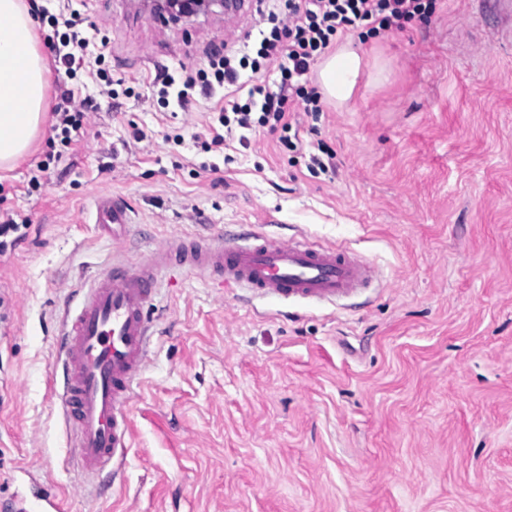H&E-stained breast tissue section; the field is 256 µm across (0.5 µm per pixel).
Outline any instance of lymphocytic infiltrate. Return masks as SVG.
Wrapping results in <instances>:
<instances>
[{
	"label": "lymphocytic infiltrate",
	"mask_w": 512,
	"mask_h": 512,
	"mask_svg": "<svg viewBox=\"0 0 512 512\" xmlns=\"http://www.w3.org/2000/svg\"><path fill=\"white\" fill-rule=\"evenodd\" d=\"M434 12L435 0H273L264 26L248 36L242 49L209 52L205 67L194 71L183 66L162 69L153 84L159 103L175 112L194 106V90L208 94L224 90V103L218 109L220 129L204 141L205 150L223 151L225 142L234 138L248 145L247 134L257 127L276 134L289 149L294 145L293 124L286 102L296 99L307 117L318 119L321 95L310 87L308 75L315 59L328 52L337 37L354 31L364 42L403 29L413 20H430ZM46 22L43 42L52 70L69 74L84 70L97 84L99 97L115 98L114 81L102 67L109 40L87 37L90 20L76 0H65ZM272 67L279 73L275 92L252 81L253 74ZM242 89L247 92L243 98L238 95ZM98 99L87 97L79 103L74 89L60 88L52 108V130L63 147L75 145L84 135L86 111L99 109Z\"/></svg>",
	"instance_id": "1"
}]
</instances>
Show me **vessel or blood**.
I'll return each mask as SVG.
<instances>
[{
  "label": "vessel or blood",
  "instance_id": "b4317fda",
  "mask_svg": "<svg viewBox=\"0 0 512 512\" xmlns=\"http://www.w3.org/2000/svg\"><path fill=\"white\" fill-rule=\"evenodd\" d=\"M95 222L101 235L121 239L130 210L120 196L100 189ZM168 266L205 275L219 288L310 304L336 303L377 278L373 263L354 252L278 243L258 231L245 245L172 239L150 257L122 258L111 273L91 280L75 312L65 313L58 345L63 415L73 429L75 462L86 475L123 457L129 446L134 384L145 367L152 328L145 308L158 269Z\"/></svg>",
  "mask_w": 512,
  "mask_h": 512
}]
</instances>
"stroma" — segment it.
Masks as SVG:
<instances>
[{"instance_id":"obj_1","label":"stroma","mask_w":512,"mask_h":512,"mask_svg":"<svg viewBox=\"0 0 512 512\" xmlns=\"http://www.w3.org/2000/svg\"><path fill=\"white\" fill-rule=\"evenodd\" d=\"M105 65L133 97L88 113L84 138L28 190L49 152L0 170L27 219L0 254V500L63 512H512V36L485 0H437L430 21L361 44L371 66L319 121L286 109L312 172L264 128L225 161L198 139L220 105L171 115L158 69H196L256 14L137 16L87 0ZM144 139H136V130ZM218 164L219 173L209 171ZM109 188L130 204L124 245L151 256L187 236L350 249L380 281L335 305L252 298L162 269L154 337L123 466L85 476L54 393L66 309L112 267L94 224Z\"/></svg>"}]
</instances>
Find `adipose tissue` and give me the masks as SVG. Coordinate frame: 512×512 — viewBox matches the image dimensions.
<instances>
[{
    "mask_svg": "<svg viewBox=\"0 0 512 512\" xmlns=\"http://www.w3.org/2000/svg\"><path fill=\"white\" fill-rule=\"evenodd\" d=\"M34 23L25 0H0V168L4 170L26 156L45 120L47 68L36 45ZM365 66L352 39L337 42L318 65L323 94L344 106Z\"/></svg>",
    "mask_w": 512,
    "mask_h": 512,
    "instance_id": "adipose-tissue-1",
    "label": "adipose tissue"
}]
</instances>
